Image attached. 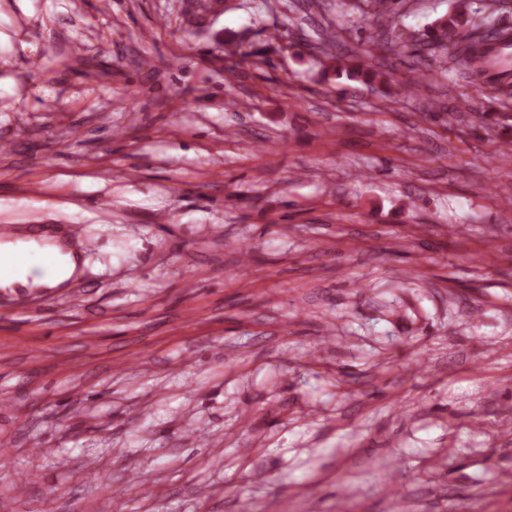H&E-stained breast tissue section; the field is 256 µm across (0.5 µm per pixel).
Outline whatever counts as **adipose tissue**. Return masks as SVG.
<instances>
[{
  "label": "adipose tissue",
  "mask_w": 512,
  "mask_h": 512,
  "mask_svg": "<svg viewBox=\"0 0 512 512\" xmlns=\"http://www.w3.org/2000/svg\"><path fill=\"white\" fill-rule=\"evenodd\" d=\"M79 259L74 250L50 239L23 237L0 242V285L33 283L57 288L76 272Z\"/></svg>",
  "instance_id": "ef3b65f1"
}]
</instances>
